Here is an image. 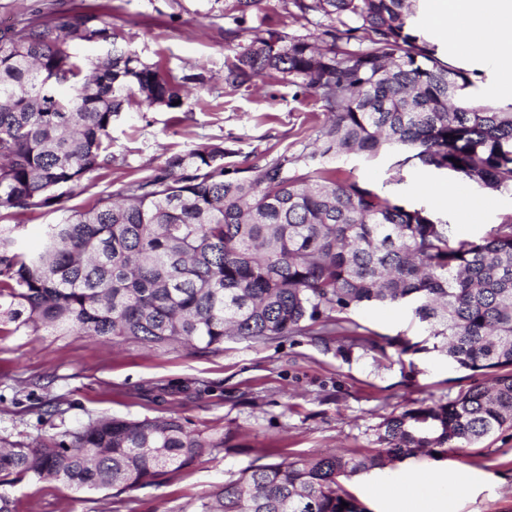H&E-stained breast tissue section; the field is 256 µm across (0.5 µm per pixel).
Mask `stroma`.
<instances>
[{"label":"stroma","mask_w":512,"mask_h":512,"mask_svg":"<svg viewBox=\"0 0 512 512\" xmlns=\"http://www.w3.org/2000/svg\"><path fill=\"white\" fill-rule=\"evenodd\" d=\"M81 3L105 14L125 45L169 74L188 76L189 96L178 110H149L131 103L112 125V167L90 174L68 189L67 208L88 209L122 184L147 176L167 156L197 146L224 144V162L233 168L264 164L284 151L312 143L328 122L316 95L279 78H258L231 90L222 81L224 63L247 45L226 42L233 25L226 0H0V23L35 12H62ZM431 0H419L415 26L437 45L440 57L467 70L474 97L512 104L501 90L499 68L477 54H458L448 32L430 27ZM252 32L275 29L290 35L320 34L321 26L294 18L284 0H265L248 13ZM392 158L371 161L350 156L337 161L340 176L354 177L445 218L456 234L477 240L499 217L512 211V195L493 194V204L451 211L438 203L437 188L453 186L467 197L481 193L468 183L421 167L393 171ZM53 208L9 216L20 225L28 250L39 248L46 225L56 223ZM351 318L377 349H353L342 357L335 340L317 342L292 336L267 343L225 341L221 350L202 354L172 345L147 347L49 330L0 326V438L32 441L61 433L107 415L141 420L170 415L193 430L223 434L222 451L203 456L180 472L125 492L78 491L52 480L25 476L0 485L17 501L18 512H197L200 499L242 470L285 459H309L332 452H376L377 428L391 414L445 403L470 386L468 371L426 353H398L390 338H424L412 304H371ZM60 398L66 412H45ZM400 493L415 495L447 473L464 472L472 490L449 501L446 512H512V428L480 444L436 455L427 451L394 463Z\"/></svg>","instance_id":"35a3bbf8"}]
</instances>
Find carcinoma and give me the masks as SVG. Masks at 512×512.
Here are the masks:
<instances>
[{"instance_id":"obj_1","label":"carcinoma","mask_w":512,"mask_h":512,"mask_svg":"<svg viewBox=\"0 0 512 512\" xmlns=\"http://www.w3.org/2000/svg\"><path fill=\"white\" fill-rule=\"evenodd\" d=\"M414 2L289 0L295 16L332 24L319 38L256 33L224 63L228 88L277 74L313 90L330 116L315 151L243 176L224 165L232 150L222 143L172 154L47 225L32 252L20 225L0 224V323L201 353L226 339L334 336L346 358L362 342L351 312L414 302L432 349L474 378L446 403L386 418L375 454L252 467L198 512H367L339 478L512 427V212L473 241L332 167L390 155L399 169L512 194V105L472 96L469 73L413 27ZM122 40L90 8L0 29V211L59 205L60 189L116 163L112 122L133 98L168 110L184 101L181 82L198 76L180 82ZM78 41L107 47L106 58L86 67ZM223 449L224 436L178 417L101 416L28 443L1 438L0 484L30 474L121 493Z\"/></svg>"}]
</instances>
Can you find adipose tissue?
I'll return each instance as SVG.
<instances>
[{"instance_id": "adipose-tissue-1", "label": "adipose tissue", "mask_w": 512, "mask_h": 512, "mask_svg": "<svg viewBox=\"0 0 512 512\" xmlns=\"http://www.w3.org/2000/svg\"><path fill=\"white\" fill-rule=\"evenodd\" d=\"M429 24L452 32L462 53L481 52L512 88V0H434Z\"/></svg>"}]
</instances>
